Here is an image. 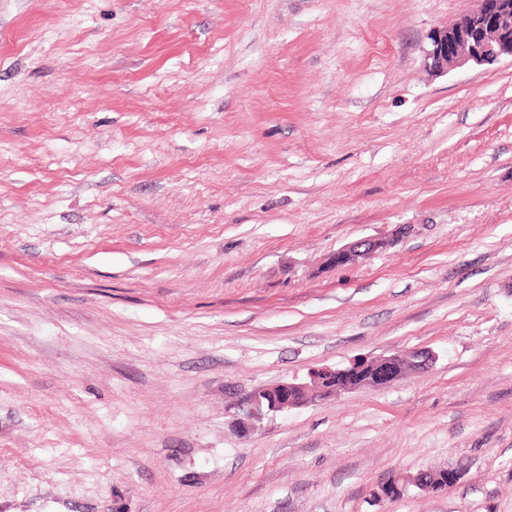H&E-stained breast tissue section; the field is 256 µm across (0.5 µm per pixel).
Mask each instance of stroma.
Listing matches in <instances>:
<instances>
[{
    "label": "stroma",
    "instance_id": "1",
    "mask_svg": "<svg viewBox=\"0 0 512 512\" xmlns=\"http://www.w3.org/2000/svg\"><path fill=\"white\" fill-rule=\"evenodd\" d=\"M476 6L0 0V512H512V60L426 61ZM385 240L363 239L351 243L331 254L328 258V264L333 267L344 266L355 259V257H369L379 249L386 247ZM436 356L426 350H411L405 354L380 356L373 360H354L349 366L322 368L309 375V381L292 380L253 391L240 405V424L249 431L253 421L263 419L270 413L277 414L305 406L318 398L336 393V380L352 377L365 369L371 372L370 386L384 388L409 372L430 368ZM403 360L409 362L405 368ZM444 473L445 476L443 478L438 477L440 481L433 484L416 481L415 478L417 475L404 476L402 474H393L380 485H378L377 495L380 499H388L394 495L397 497L404 496L408 493L411 486L416 487L424 492H445L459 482L463 473V469L461 467L444 468Z\"/></svg>",
    "mask_w": 512,
    "mask_h": 512
}]
</instances>
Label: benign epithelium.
I'll return each mask as SVG.
<instances>
[{
	"mask_svg": "<svg viewBox=\"0 0 512 512\" xmlns=\"http://www.w3.org/2000/svg\"><path fill=\"white\" fill-rule=\"evenodd\" d=\"M503 57L512 58V0H495L493 10L486 8L485 0H478L475 10L465 14L444 30L432 36V48L427 53V63L434 70L466 64H493ZM387 246V241L363 239L351 243L328 258L333 267L344 266L359 256L368 257ZM436 356L426 350H412L405 354L380 356L373 360L359 359L349 366L322 368L312 372L309 380H292L253 391L240 405L243 430L253 422L273 413H283L305 406L318 398L336 394V380L357 375L364 370L371 372L370 386L384 388L409 372L430 368ZM445 476L436 483L417 481L413 476L393 474L378 485L377 495L388 499L408 493L410 487L424 492H446L461 479L463 469H444Z\"/></svg>",
	"mask_w": 512,
	"mask_h": 512,
	"instance_id": "1",
	"label": "benign epithelium"
}]
</instances>
